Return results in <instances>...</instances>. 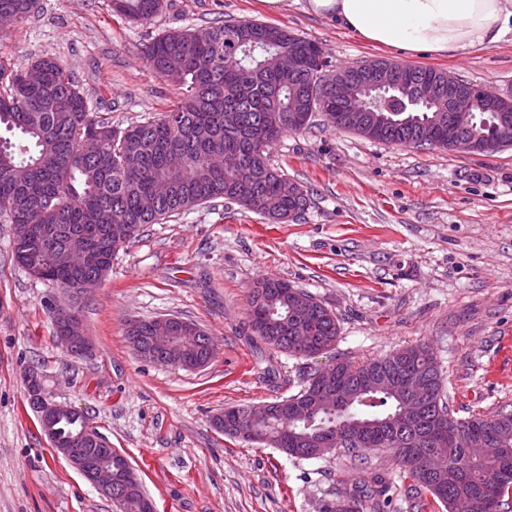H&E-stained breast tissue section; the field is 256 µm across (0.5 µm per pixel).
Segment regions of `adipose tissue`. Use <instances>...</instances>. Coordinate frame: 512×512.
<instances>
[{"label": "adipose tissue", "mask_w": 512, "mask_h": 512, "mask_svg": "<svg viewBox=\"0 0 512 512\" xmlns=\"http://www.w3.org/2000/svg\"><path fill=\"white\" fill-rule=\"evenodd\" d=\"M304 8L410 54L487 47L512 31V0H305Z\"/></svg>", "instance_id": "obj_1"}]
</instances>
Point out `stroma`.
<instances>
[{
	"label": "stroma",
	"mask_w": 512,
	"mask_h": 512,
	"mask_svg": "<svg viewBox=\"0 0 512 512\" xmlns=\"http://www.w3.org/2000/svg\"><path fill=\"white\" fill-rule=\"evenodd\" d=\"M238 18L322 43L333 69L385 59L512 96V33L451 56L406 55L295 0L277 14L262 0H165L148 23L113 14L110 0H38L31 17L0 32V65L23 71L39 56L57 57L97 119L123 128L181 98L144 58L149 42L169 29ZM269 156L307 190L306 209L273 224L216 199L144 226L78 301L94 344L84 358L56 340L50 303L66 291L14 261V229L0 223V512H114L43 434L25 398L28 368L128 458L156 512H325L339 488L369 470L392 482L384 512H446L403 476L390 451L299 459L225 435L212 419L296 394L308 373L337 359L419 343L433 348L457 417L512 404V145L492 153L390 145L318 114ZM263 277L336 315L333 350L261 360L244 327L249 289ZM169 316L212 337L209 365L185 370L134 353L127 321Z\"/></svg>",
	"instance_id": "stroma-1"
}]
</instances>
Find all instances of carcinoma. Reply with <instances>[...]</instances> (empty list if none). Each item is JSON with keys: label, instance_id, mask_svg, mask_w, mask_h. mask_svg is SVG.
Instances as JSON below:
<instances>
[{"label": "carcinoma", "instance_id": "1", "mask_svg": "<svg viewBox=\"0 0 512 512\" xmlns=\"http://www.w3.org/2000/svg\"><path fill=\"white\" fill-rule=\"evenodd\" d=\"M112 11L147 22L163 8V0H111ZM37 0H0V11L21 23ZM214 38L197 40L192 29L168 30L145 47L152 69L186 97L158 117L123 129L96 119L86 95L59 61L43 56L34 62L43 76L30 86L23 74L0 67V217L19 229L26 244L14 242L16 261L38 277L62 288H77L103 277L112 266L115 247L133 238L146 224H156L188 207L224 198L272 221L300 214L307 196L291 197L281 188L284 173L270 163L269 148L289 132L309 124L301 112H288L289 95L300 98L310 74L326 49L315 41L256 20H229L211 27ZM293 53L298 86L282 84L277 58ZM408 123L388 126L381 137L404 145L421 138L428 146L445 145L448 127L432 121L431 112H410ZM174 145L184 164L170 169L162 151ZM98 256L93 263L70 265L57 256L74 247ZM253 283L250 306L260 303L265 333L250 339L268 350L308 357L283 326L296 308L293 298L275 288ZM313 351L332 350L339 327L322 303L310 315ZM213 358L207 338L178 339L168 361ZM436 391L407 426L396 413L401 380L413 369ZM337 385L351 401L326 412L313 406L311 381L295 394L306 406L303 418L287 423L257 407L233 411L252 420L254 442L282 448L309 459V434L320 431L336 439V448L352 457L379 449L396 452L399 469L428 490L448 512H507L512 491V410L454 416L444 391V378L433 352L424 345L393 351L363 363L342 360ZM354 421L361 430L341 433ZM84 414L62 416L55 424L59 438L86 426ZM487 436L501 454L479 458L469 454L466 439ZM436 452L448 458V471L423 475L411 467L415 453ZM390 482L369 473L354 487L343 488L359 509L381 512Z\"/></svg>", "mask_w": 512, "mask_h": 512}]
</instances>
